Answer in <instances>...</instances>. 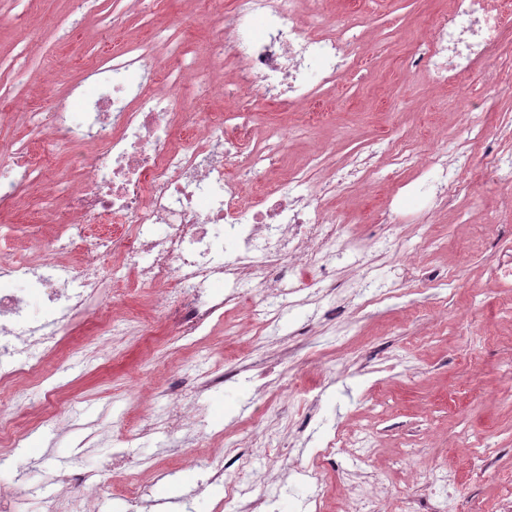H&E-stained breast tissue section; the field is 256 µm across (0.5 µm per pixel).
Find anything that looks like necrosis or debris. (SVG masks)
I'll list each match as a JSON object with an SVG mask.
<instances>
[{
	"mask_svg": "<svg viewBox=\"0 0 512 512\" xmlns=\"http://www.w3.org/2000/svg\"><path fill=\"white\" fill-rule=\"evenodd\" d=\"M212 18L203 57H185L173 34L151 38L90 64L94 94L74 85L52 111L32 112L38 142L79 146L81 184L57 208L60 226L52 244L21 262L0 256V393L21 377H40L36 347H49L70 322L93 314L97 337L111 335L110 312L97 306L108 283L135 277L151 289L155 310L174 315L180 336L202 335L225 308L237 307L250 289L265 299L300 291L313 273L327 279L336 255L355 250L343 213L330 207L336 194L354 189L376 172L369 149L310 183L303 170L286 171L273 190L246 200L242 186L259 183L279 161L280 144L262 129L251 109L217 114L209 109L211 77L237 75L232 93L245 92L279 108L313 102L343 77L358 71L370 29L369 16L333 17L330 0H317L313 22L297 17L298 0H203ZM436 18L425 47L408 52L409 72L435 86L489 64L491 52L512 33V0H451ZM262 20L264 30L254 33ZM397 164L438 173L432 207L447 205L470 166L456 142L423 158L397 150ZM47 158L29 147H0V210L14 208L31 190L45 203L42 173ZM77 252L73 268L57 262ZM120 263L103 270L99 256ZM36 289L53 317L33 319L29 289ZM190 393L176 398L167 415H145L139 435L176 434L190 421Z\"/></svg>",
	"mask_w": 512,
	"mask_h": 512,
	"instance_id": "1",
	"label": "necrosis or debris"
}]
</instances>
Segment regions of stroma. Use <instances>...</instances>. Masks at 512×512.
Segmentation results:
<instances>
[{"label": "stroma", "instance_id": "stroma-1", "mask_svg": "<svg viewBox=\"0 0 512 512\" xmlns=\"http://www.w3.org/2000/svg\"><path fill=\"white\" fill-rule=\"evenodd\" d=\"M354 6L375 21V40L358 73L325 93L332 103L327 115L310 124L302 108H259L265 125L287 134L289 167H303L327 146L340 163L372 141L387 147L398 138L428 155L443 148V133L455 132L474 108L483 114V140L512 152L506 137L512 90L483 95L497 80L496 67L473 70L450 91L431 88L406 70V53L420 46L448 0H332L330 10L339 14ZM38 9L41 17L33 24L0 25V61L23 49L29 54L22 84L0 99V113L11 115L0 124V145L29 141L26 109L48 111L87 64L151 32L135 12L121 25L109 24L105 0H86L79 11L71 0H39ZM158 10L180 20L186 50L203 44L211 24L193 5L159 0ZM401 177L407 187L397 197L381 173L368 189L336 196L333 207L345 209L367 239L371 266L362 268L353 253L337 256L331 263L336 291L285 307L276 335L248 332L264 309L258 292L250 305L213 321L195 344L185 345L160 320L149 336H110L107 360L88 343L93 319L71 323L45 358V381L21 380L14 394L20 406L14 425L29 427L30 434L14 451L15 466L0 469L1 484L26 489L13 512H43L61 476L103 470L115 452L131 471L155 470L171 482H187L179 512H233L223 485L207 482L218 460L226 476L253 481L264 512H342L344 486L357 483L375 496L378 512H398L411 494L444 505L443 493L413 484L418 467L454 477V512H483L497 503L503 488H512V279L496 271L498 260L512 254V218L491 233H477V224L498 211L503 188L473 166L464 189L435 213L431 247L411 255L404 242L410 225H401V240L392 242L386 225L369 221L393 201L403 215H420L433 185L412 169ZM51 234L50 225L0 212V251L14 258L27 257L34 239ZM414 263L452 272V286L427 289L409 281ZM366 271L378 285L400 287L399 297L359 306L350 286ZM270 360L284 378L302 376L318 398L313 414H304L287 392L269 405L255 394L250 370ZM216 375L223 383L199 396L200 415L183 431L125 439L143 409L165 413L173 380L190 388ZM364 428L375 443L371 451L343 447L315 458L334 432ZM250 433L263 435L278 458L307 467L309 477L282 475L251 449L213 443L220 435ZM464 435L470 441L465 448L459 444Z\"/></svg>", "mask_w": 512, "mask_h": 512}]
</instances>
